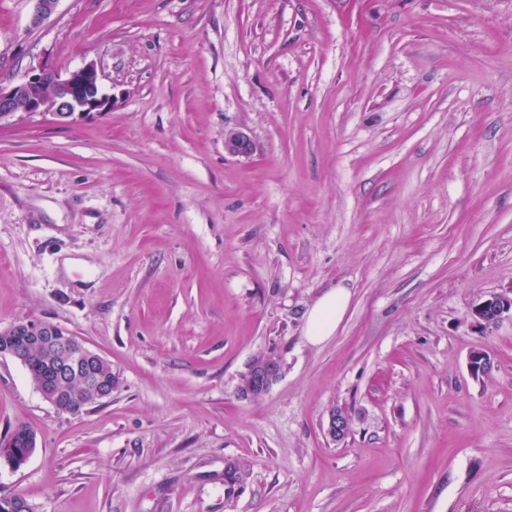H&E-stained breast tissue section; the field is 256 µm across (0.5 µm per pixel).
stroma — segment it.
Returning a JSON list of instances; mask_svg holds the SVG:
<instances>
[{
  "instance_id": "35a3bbf8",
  "label": "stroma",
  "mask_w": 512,
  "mask_h": 512,
  "mask_svg": "<svg viewBox=\"0 0 512 512\" xmlns=\"http://www.w3.org/2000/svg\"><path fill=\"white\" fill-rule=\"evenodd\" d=\"M0 0V83L95 63L112 109L0 123V330L112 365L76 415L0 357V498L34 512H512V0ZM241 130L253 152L224 151ZM336 333L306 337L327 290ZM483 350L490 370L469 371ZM279 356L257 399L251 360ZM348 418L327 432L331 410ZM351 296L349 288L338 286L319 298L307 320L306 336L311 344H322L336 333L347 313ZM512 316V296L498 294L474 305L471 311L475 321L484 328L495 326L504 315ZM21 442L25 447L18 446ZM0 456L6 464L13 468H20L26 463L36 447V436L33 432L20 430L13 433L7 440L0 443Z\"/></svg>"
}]
</instances>
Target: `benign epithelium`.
Instances as JSON below:
<instances>
[{
    "instance_id": "benign-epithelium-1",
    "label": "benign epithelium",
    "mask_w": 512,
    "mask_h": 512,
    "mask_svg": "<svg viewBox=\"0 0 512 512\" xmlns=\"http://www.w3.org/2000/svg\"><path fill=\"white\" fill-rule=\"evenodd\" d=\"M58 0H34L32 24L37 25L49 18L55 11ZM53 75L49 93H43L47 76ZM113 97L101 90V74L93 63L61 74L46 67L33 68L20 80L3 86L0 84V119L13 118L18 114H49L59 122L72 123L92 114L109 111ZM250 137L239 130L224 135V151L237 157L252 153ZM512 314V296L493 295L474 305L471 311L475 321L485 328L495 326L506 314ZM52 344L58 358L54 365L57 378L62 380L76 376L83 382L84 389L99 394V399L112 395V379L101 373L104 358L91 350L86 343L73 334L60 336L52 324L19 321L0 331V356H10L26 363L31 347ZM281 363L277 359L259 360L248 374L246 391L241 396L256 399L265 395L278 380ZM38 391L42 397L61 413H73V397L57 383H41ZM348 427L346 415L334 410L329 414L328 434L341 439ZM23 447H16V443ZM36 447V436L27 430L13 433L0 442V459L13 468L26 463Z\"/></svg>"
}]
</instances>
